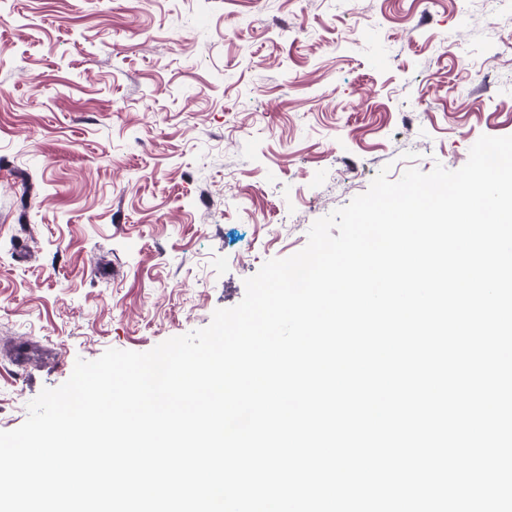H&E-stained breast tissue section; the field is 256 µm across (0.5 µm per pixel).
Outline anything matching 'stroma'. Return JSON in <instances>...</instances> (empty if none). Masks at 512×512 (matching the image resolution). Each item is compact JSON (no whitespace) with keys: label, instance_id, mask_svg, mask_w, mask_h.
I'll return each mask as SVG.
<instances>
[{"label":"stroma","instance_id":"stroma-1","mask_svg":"<svg viewBox=\"0 0 512 512\" xmlns=\"http://www.w3.org/2000/svg\"><path fill=\"white\" fill-rule=\"evenodd\" d=\"M0 431L237 305L380 171L512 135V0H0Z\"/></svg>","mask_w":512,"mask_h":512}]
</instances>
